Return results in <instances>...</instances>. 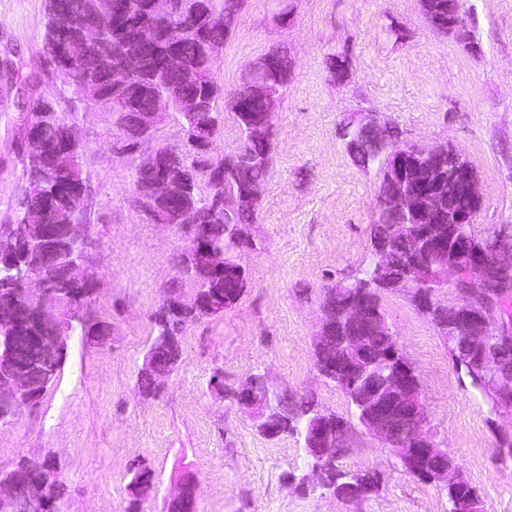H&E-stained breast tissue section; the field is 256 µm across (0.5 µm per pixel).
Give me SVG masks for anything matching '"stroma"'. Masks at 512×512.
I'll return each instance as SVG.
<instances>
[{
    "label": "stroma",
    "mask_w": 512,
    "mask_h": 512,
    "mask_svg": "<svg viewBox=\"0 0 512 512\" xmlns=\"http://www.w3.org/2000/svg\"><path fill=\"white\" fill-rule=\"evenodd\" d=\"M275 11V0H245L214 71L224 90L209 151L216 161L241 146L231 101L249 65L275 48L293 63L255 220L244 228L247 287L223 315L187 325L176 370L146 395L139 372L150 317L187 241L177 225L151 223L136 207L132 174L143 156L117 151L113 114L46 65L44 0H0V225L15 220L30 108L49 99L77 113L94 242L92 291L79 313L110 327L101 339L71 333L54 386L0 425V466L51 458L67 486L61 512H127L135 459L155 473L144 512H163L188 476L197 484L195 512H448L439 488L363 432L337 465L377 473L376 493L344 501L303 488L309 459L297 437L261 436L232 393L261 373L278 390L314 397L321 411L350 414L343 393L318 375L313 341L324 288L370 258L380 179L345 151L339 128L353 113H376L407 142L451 144L477 179L476 230L512 225V0H462L471 48L433 30L419 0H297L285 26ZM336 52L349 66L335 81L326 59ZM381 304L419 375L439 449L477 488L483 512H512V461L497 446L512 422L498 421L405 292L383 293ZM216 373L223 389L209 385Z\"/></svg>",
    "instance_id": "35a3bbf8"
}]
</instances>
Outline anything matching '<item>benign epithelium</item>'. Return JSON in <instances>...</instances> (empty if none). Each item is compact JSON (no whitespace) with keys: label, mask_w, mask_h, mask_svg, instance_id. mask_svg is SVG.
<instances>
[{"label":"benign epithelium","mask_w":512,"mask_h":512,"mask_svg":"<svg viewBox=\"0 0 512 512\" xmlns=\"http://www.w3.org/2000/svg\"><path fill=\"white\" fill-rule=\"evenodd\" d=\"M112 25V15L104 13L90 26L75 36L66 35L56 47L47 51V58L56 69L65 70L70 63L82 56L99 40L101 33ZM453 30L460 41L469 38L467 23L461 12H456L451 28L434 27V30L446 34ZM192 25L164 24L162 36L164 42L177 47L192 36ZM280 61L278 50H273L254 61L244 79L242 90L259 95L264 102V111L256 114L238 106L234 107L236 120L246 128L250 141L266 143L271 140L273 124L271 117L281 102V94L273 86L265 84L266 76L275 73L274 64ZM169 104L163 99L154 101L150 110L141 114L138 125V143L133 144L121 137L123 150L135 153L143 145L154 140L158 124ZM35 114L27 121L26 138L34 154L54 155L65 158L78 143L75 125L65 127L63 143L55 146L37 137ZM359 129L371 134L382 145L388 147L389 140L385 129L378 124L372 112H359L344 123L343 133ZM387 165L379 193L380 203L389 209H397L405 214L408 222L393 224L389 231L404 233L410 242L406 262L410 268V277L387 282L382 278L385 260L372 257L373 273L370 284L385 290H402L410 301L425 311L451 312L457 335L468 339L480 367L491 374L497 406L496 415L512 416V370L501 369L496 348L487 347L488 337H497L498 345L512 346V318L508 317V307L512 304V290L506 288L512 280V252L506 248L505 241L497 238L493 248L485 251L482 247H473L469 237H463L453 246H448V262L433 268L431 258L437 255L442 246L428 236L426 224H462L473 228L476 216L469 210L448 208L433 194H416L409 184L410 172L419 163L430 168L436 176L452 177L463 181L469 189H477L468 164L455 149L448 145L419 147L410 144L404 148L388 147ZM239 162L235 155L224 158L217 164L206 165L207 178L214 185L224 182V174ZM140 167L161 171L159 178L136 192V202L142 212L155 224H163L159 218L157 203L168 201L177 206L181 222L179 227L184 233L188 245L184 250L194 265L225 275L236 273L239 267L233 265L225 253L212 251L202 246L204 227L202 219L189 201V183L186 179L174 175V161L171 155L160 148H151L148 158ZM263 184L257 182L233 194H222L212 198L211 218L222 214L245 210L253 207L261 197ZM61 224L73 232L75 248L82 252L83 258L69 265L68 280L73 287L86 285L90 273V250L92 237L69 223V214L59 210L26 212L23 223V236L35 246H40L49 234L48 224ZM53 256L38 252L32 268L18 276L17 282L24 291L37 301L39 316L48 323H57L64 328H72L75 319L73 307L82 301L79 295L62 296L56 280L45 273ZM453 288L457 302L446 306L437 300V295L445 287ZM67 301V314L59 320L46 311L49 302L61 305ZM322 321L315 340V351L321 358L316 365L318 374L330 381L338 379L349 383L357 378L367 379L366 384L355 393L354 405L357 408V424L368 434L378 438L384 445L393 449L400 457L407 473L430 483L443 487L458 482L463 474L455 459L438 449L434 437L428 429L429 418L421 401L419 387L411 377L408 364L400 356L397 340L380 352L362 350L358 336H336L334 329L339 321L349 324L360 322L366 314H371L374 330L383 336H396L386 318L379 310L372 309L369 299L364 295L348 301L341 310L322 300ZM19 311L15 304L0 311V363L11 355V337L9 330L18 327ZM67 337L58 339V348L42 363V376L53 374L66 357ZM143 368L156 382L168 377L175 364H159L151 357L144 359ZM277 390L256 391L243 383L236 392L238 403L251 410L258 427L266 436L276 438L286 429V420L273 409L271 397ZM38 401L35 384L26 370H14L0 378V404L8 403L9 410H0V423L8 424L23 407ZM347 427L332 415L317 414L308 429L304 448L312 460V471L320 474V464L329 449L336 447L337 439ZM14 476L0 478V502L4 503L17 495H22L27 512H45L47 487L53 478V471L35 462L20 470L13 467Z\"/></svg>","instance_id":"7a95c632"}]
</instances>
